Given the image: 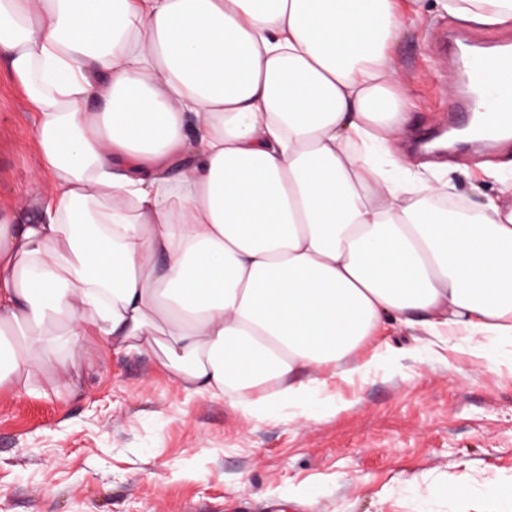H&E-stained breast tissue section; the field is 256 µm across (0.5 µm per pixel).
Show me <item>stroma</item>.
Returning a JSON list of instances; mask_svg holds the SVG:
<instances>
[{"instance_id": "stroma-1", "label": "stroma", "mask_w": 512, "mask_h": 512, "mask_svg": "<svg viewBox=\"0 0 512 512\" xmlns=\"http://www.w3.org/2000/svg\"><path fill=\"white\" fill-rule=\"evenodd\" d=\"M448 29L512 37V26L469 25L443 0H423L392 47L413 104L394 153L406 169L432 162L450 196L475 206L512 179L511 140L430 160L413 146L452 127L454 59L437 54ZM36 127L1 72V200L37 193ZM88 346L69 376L0 388V512H512L497 494L512 484L511 344L390 325L337 362L324 389L251 419L228 399L185 391L156 356L101 336Z\"/></svg>"}]
</instances>
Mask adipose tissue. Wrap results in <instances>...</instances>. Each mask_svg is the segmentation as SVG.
<instances>
[{
    "mask_svg": "<svg viewBox=\"0 0 512 512\" xmlns=\"http://www.w3.org/2000/svg\"><path fill=\"white\" fill-rule=\"evenodd\" d=\"M410 2L0 0L42 163L29 206L0 203V386L104 336L250 415L391 319L512 340V183L465 219L373 161L410 118ZM446 9L512 24V0Z\"/></svg>",
    "mask_w": 512,
    "mask_h": 512,
    "instance_id": "1",
    "label": "adipose tissue"
}]
</instances>
